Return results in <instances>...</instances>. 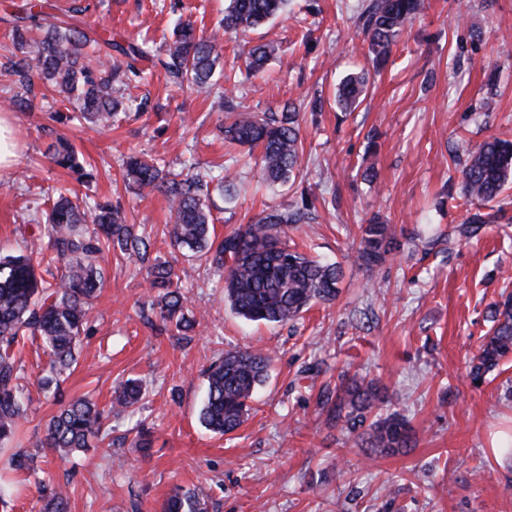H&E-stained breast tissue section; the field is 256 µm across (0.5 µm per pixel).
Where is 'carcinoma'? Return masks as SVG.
<instances>
[{
	"label": "carcinoma",
	"instance_id": "cac0c4a2",
	"mask_svg": "<svg viewBox=\"0 0 512 512\" xmlns=\"http://www.w3.org/2000/svg\"><path fill=\"white\" fill-rule=\"evenodd\" d=\"M288 0H229L224 16L209 35H198L192 22H180L165 54L150 55L134 42L122 44L108 31L82 27L76 15L86 11L78 5L61 18L44 5L26 0L14 5L9 19L13 50L0 68L15 88L9 99L22 109L33 101L38 78L57 88L63 100L79 107L81 118L94 125H110L119 112L128 109L123 90L145 78L137 67L143 60L165 72L171 84L187 83L200 91L214 89L213 78L220 56V33L248 31L283 12ZM424 0H366L356 16L369 42L375 66L384 64L400 32L416 19ZM100 45L106 60L93 63L85 48ZM274 53L273 46L250 47L244 60L245 74L259 72ZM366 77L350 76L336 91V105L353 111L361 103ZM224 110L232 121L222 127L224 138L239 146L258 148L255 160L268 184L296 181L301 175L302 144L300 112L290 103L280 112H250L232 96L224 97ZM47 157L56 166L81 178H89L74 146L58 137L49 145ZM462 193L470 202L489 203L512 181V140L493 139L468 153L461 169ZM125 176L139 193H162L167 197L175 244L205 257L224 277V297L231 310L250 322L287 324L314 301L336 299L342 278L339 263L311 257L288 245V227L316 219V205L307 188L300 201L287 208L271 209L255 222L241 225L220 242L212 239L210 210L205 203L208 189L190 173L166 171L157 163L139 157L126 161ZM498 215L476 211L454 229L459 239L479 237ZM47 237V252L34 261L28 246L0 253V450L15 440L27 404L21 385L23 365L17 353L29 339H41L49 357V373L39 384L46 391H59L60 377L78 361V343L90 321V309L105 281L98 262L103 249H113L131 258L145 260L149 243L134 225L126 222L121 209L99 203L84 209L65 187L55 189L45 220L36 225ZM401 248L388 224L373 220L362 229L356 261L373 266L386 254ZM174 272L165 262L149 268L148 284L158 296L151 311L163 325L177 332L192 327L183 311L184 297L173 286ZM492 326L483 336L478 354L468 372L471 382L481 381L512 353V295L495 303L489 312ZM271 356L252 350L224 354L208 366L206 398L199 420L208 431L224 436L234 432L250 411L256 389L268 378ZM142 397V386L128 379L120 385L109 409L77 399L60 406L50 419L41 450L86 451L112 434V414L129 408ZM386 402L378 385L357 380L347 387L320 396L327 420L344 421L354 433L363 429L366 446L376 454H394L411 446L414 429L410 422L390 414L366 423L367 414ZM38 455L15 448L8 458L10 469L35 471ZM42 512H69V496L61 488L43 491ZM162 512H206L204 502L192 489L173 490L162 504Z\"/></svg>",
	"mask_w": 512,
	"mask_h": 512
}]
</instances>
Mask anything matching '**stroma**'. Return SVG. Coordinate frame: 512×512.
<instances>
[{
	"label": "stroma",
	"mask_w": 512,
	"mask_h": 512,
	"mask_svg": "<svg viewBox=\"0 0 512 512\" xmlns=\"http://www.w3.org/2000/svg\"><path fill=\"white\" fill-rule=\"evenodd\" d=\"M85 25L116 39L146 42L158 53L176 17L211 31L227 0H86ZM360 0H291L285 15L246 35L224 34L218 71L244 64L249 46L277 52L242 84L223 83L254 112L285 102L324 101L300 127L307 186L321 198L317 218L288 231L298 250L341 263L335 301L317 303L285 325L239 318L224 300V283L210 264L174 245L164 195L137 194L125 183L123 162L135 155L181 170L192 161L213 176L233 172L237 195H212L214 235L251 223L269 207L295 203L296 186L259 185L247 148L225 143L221 96L171 86L162 71L131 86L144 111L120 114L112 126L77 120L75 105L53 92L13 111L18 165L0 180V249L17 248L28 222L41 214L58 186L86 201L122 207L150 244L147 260L103 254L104 287L95 300L91 332L83 336L66 398L109 406L119 382L137 379L143 397L112 420V445L69 458L48 453L21 488L15 512H39V488L67 486L70 512H161L177 487L202 493L206 512H512V459L493 444L512 433V358L498 374L472 385L467 373L488 330L490 306L512 292V188L486 211L504 220L465 241L453 226L477 209L461 194L468 152L493 138L512 140V0H426L424 11L393 46L389 61L370 75L356 111L341 112L336 86L369 66L368 41L353 23ZM69 138L92 183L78 182L45 155L56 137ZM374 181H364L365 168ZM380 216L402 248L373 268L352 259L361 227ZM193 267L181 284L187 335L147 324L153 295L150 264ZM233 349L270 350L269 378L247 420L220 436L199 422L203 374ZM22 384L30 397L20 429L22 446L43 438L58 407L38 381L48 368L40 342L21 352ZM377 380L391 407L411 423V448L371 456L357 435L329 423L319 396L353 376ZM151 432L150 452L134 440Z\"/></svg>",
	"instance_id": "obj_1"
}]
</instances>
